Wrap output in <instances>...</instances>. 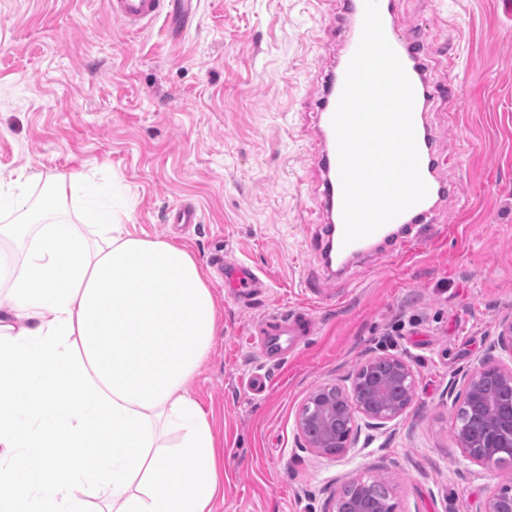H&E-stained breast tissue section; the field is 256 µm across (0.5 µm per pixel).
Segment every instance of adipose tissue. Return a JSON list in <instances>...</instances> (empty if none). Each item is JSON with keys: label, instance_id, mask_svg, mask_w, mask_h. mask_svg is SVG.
<instances>
[{"label": "adipose tissue", "instance_id": "ef3b65f1", "mask_svg": "<svg viewBox=\"0 0 512 512\" xmlns=\"http://www.w3.org/2000/svg\"><path fill=\"white\" fill-rule=\"evenodd\" d=\"M0 512H212L215 438L190 383L217 299L185 247L99 209L74 224L0 185ZM97 449L88 457L87 449ZM38 476L16 479L22 461ZM177 466L174 491L155 485Z\"/></svg>", "mask_w": 512, "mask_h": 512}]
</instances>
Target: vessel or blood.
<instances>
[{
  "label": "vessel or blood",
  "mask_w": 512,
  "mask_h": 512,
  "mask_svg": "<svg viewBox=\"0 0 512 512\" xmlns=\"http://www.w3.org/2000/svg\"><path fill=\"white\" fill-rule=\"evenodd\" d=\"M193 5L194 0H110L113 18L131 30L141 29L164 16L191 14ZM343 7L346 15L341 33L344 52L340 60L322 71V96L317 105L316 119L324 145L315 158V164L321 172L318 208L326 216L319 253L326 264L340 268L376 245L404 249L416 244L422 226L435 223L437 206L450 193L440 172L442 168L457 162L456 155H439L433 147L427 110L435 99V88L425 68L427 38L424 33L408 32L400 28L395 0H379L385 35L400 58L414 89L413 123L421 174L428 186V194L424 200L370 236L344 244L342 186L337 140L331 119L342 93L348 64L361 38L364 0H343ZM220 272L225 280L233 282L237 296L243 299L265 285L264 280L251 267L242 263L221 266ZM312 324L311 310L303 307L276 311L264 318L256 329L264 360L271 362L280 359L285 352L295 347L298 337L309 334Z\"/></svg>",
  "instance_id": "vessel-or-blood-1"
}]
</instances>
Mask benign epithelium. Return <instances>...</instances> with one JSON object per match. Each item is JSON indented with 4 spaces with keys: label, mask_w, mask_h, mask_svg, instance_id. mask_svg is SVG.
<instances>
[{
    "label": "benign epithelium",
    "mask_w": 512,
    "mask_h": 512,
    "mask_svg": "<svg viewBox=\"0 0 512 512\" xmlns=\"http://www.w3.org/2000/svg\"><path fill=\"white\" fill-rule=\"evenodd\" d=\"M494 349L512 360V317L499 322ZM388 361L389 373L383 379L371 381L355 374L349 378L348 385L315 387L304 403L307 410L299 414L297 420V429L304 441L302 447L319 454L336 447L345 451L362 427L381 429L402 416L413 402L416 376L405 360L390 356ZM488 373L502 388L512 391V365L490 356L464 376L458 397L461 408L489 421L482 451L474 450L460 424H455L454 432L457 446L467 458L485 468H493L498 465L500 454L512 451V417L499 419L490 413L494 394L483 382ZM348 486L354 489L351 498L354 512H397L394 493L377 499L368 481L361 477L352 479ZM480 512H512V485L490 492Z\"/></svg>",
    "instance_id": "benign-epithelium-1"
}]
</instances>
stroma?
I'll return each instance as SVG.
<instances>
[{"instance_id": "stroma-1", "label": "stroma", "mask_w": 512, "mask_h": 512, "mask_svg": "<svg viewBox=\"0 0 512 512\" xmlns=\"http://www.w3.org/2000/svg\"><path fill=\"white\" fill-rule=\"evenodd\" d=\"M399 23L428 37V77L452 83L429 122L457 186L411 249L371 251L339 278L311 246L322 141L318 68L337 61L341 0H198L187 26L139 33L107 0H0V183L20 170L79 174L98 205L137 235L185 246L219 303L221 330L192 388L219 442L224 497L214 512H323L357 476L385 478L400 512H478L512 467L464 457L455 397L512 316V6L505 0H396ZM195 205L196 224L168 223ZM263 274L235 301L210 258ZM305 307L309 336L248 380L249 337L270 313ZM375 356L412 365L407 411L362 431L348 452L302 448L308 394L343 384Z\"/></svg>"}]
</instances>
